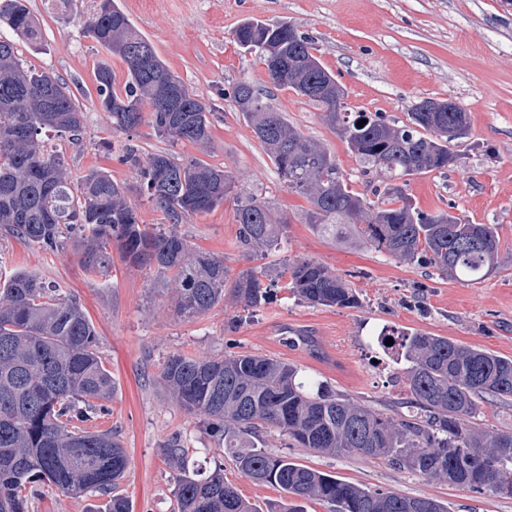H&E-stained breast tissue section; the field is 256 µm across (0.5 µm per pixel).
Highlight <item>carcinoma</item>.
Returning <instances> with one entry per match:
<instances>
[{
    "instance_id": "obj_1",
    "label": "carcinoma",
    "mask_w": 512,
    "mask_h": 512,
    "mask_svg": "<svg viewBox=\"0 0 512 512\" xmlns=\"http://www.w3.org/2000/svg\"><path fill=\"white\" fill-rule=\"evenodd\" d=\"M2 24L31 44L40 41L27 0H0ZM84 32L127 65L122 93L114 89L110 68L96 73L98 105L113 131L132 135L147 113L158 135L173 145L210 141L211 108L156 51H136L149 40L116 0H90ZM233 38L263 61L271 84L294 90L322 111L323 123L345 139L376 197L353 190L336 157L242 79L224 96L252 129L279 179L308 202L306 223L335 239L354 231L379 251L428 264L458 281L477 282L493 272L495 225L470 224L445 210H418L406 194L411 176L457 164L451 142L468 126L463 108L422 112L417 103L405 122L379 113L351 120L344 88L314 54L313 41L292 24L248 18ZM319 88L326 93H311ZM362 119L367 123L359 128ZM82 123L68 85L52 72L24 66L15 42L0 39L1 231L45 250L70 245L93 273L107 270L108 247L115 244L127 265H153L174 285L176 310L185 318L214 308L227 292L256 307L272 287L307 304L358 305L348 283L314 260L286 259L265 284L262 267L233 276L224 259L192 251L180 224L230 197L239 243L255 255L280 248L285 223L267 200L237 189L228 172L199 158L168 150L143 159L136 146L125 147L120 161L135 171L164 224L139 223L125 187L106 171L91 170L73 184L40 135H75ZM384 338L393 339L389 350L406 362L405 413L366 409L324 385L300 380L295 366L267 356L173 354L160 379L172 399L203 417L242 475L288 498L270 512H305L307 501H319L330 512H447L433 498L369 490L271 453L259 447L270 429L315 453L360 454L474 493L512 496V457L503 455L512 449V433H482L468 424L476 399L512 397V359L421 331H392ZM113 390L98 332L77 297L29 271L0 284V512H32L37 482L66 497H105L89 512H133L129 498L116 492L128 467L117 433L82 426ZM164 454L173 470L174 512H258L224 480L223 467L199 474L181 440L169 441Z\"/></svg>"
}]
</instances>
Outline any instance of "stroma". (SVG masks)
<instances>
[{"label":"stroma","instance_id":"obj_1","mask_svg":"<svg viewBox=\"0 0 512 512\" xmlns=\"http://www.w3.org/2000/svg\"><path fill=\"white\" fill-rule=\"evenodd\" d=\"M47 0H29L42 28L40 47L17 40L28 67L55 73L84 112L78 136L49 131L43 138L60 152L72 180L103 169L126 187L144 224L162 214L142 194L135 172L119 161L126 142L142 155L168 143L145 122L133 137L116 133L97 105L95 73L111 69L123 90L125 61L83 33L85 0L68 14H52ZM152 43L166 67L213 108L211 140L181 143L177 153L228 171L239 189L255 192L287 220L279 251L257 257L238 242L233 201L184 221L179 230L194 249L223 257L230 273L264 267L276 273L282 260L309 258L343 277L356 292L351 308L312 306L287 298L283 289L265 302L244 307L225 298L204 315H178L155 267L134 268L110 246L111 276L88 274L73 249L50 253L23 239L0 234V275L38 274L80 298L100 338L114 393L93 428L118 432L129 464L118 491L133 512H170L172 471L164 446L180 438L201 471L223 465L224 477L266 512L280 494L237 471L202 418L178 405L163 389L165 360L179 353L213 357L251 353L282 359L302 377L380 413L399 411L406 393L397 377L402 363L382 348V331H425L512 358V0H118ZM286 21L315 43L321 62L347 91L351 111L381 112L406 120L424 98L450 100L469 115L466 134L453 142L460 160L444 172L412 176L407 192L415 208H452L473 224H493L499 236L498 264L485 280L464 284L426 265L402 263L359 238L319 235L303 219L307 201L281 183L264 148L236 112L224 90L240 79L267 85L262 61L245 54L233 31L246 18ZM270 103L305 135L324 144L363 190L359 164L346 142L320 118L317 106L286 87L271 89ZM290 333L315 338L319 354L291 348ZM266 449L360 484L442 502L448 512H512V498L475 494L438 479L353 454L320 455L286 448L277 432L264 436Z\"/></svg>","mask_w":512,"mask_h":512}]
</instances>
